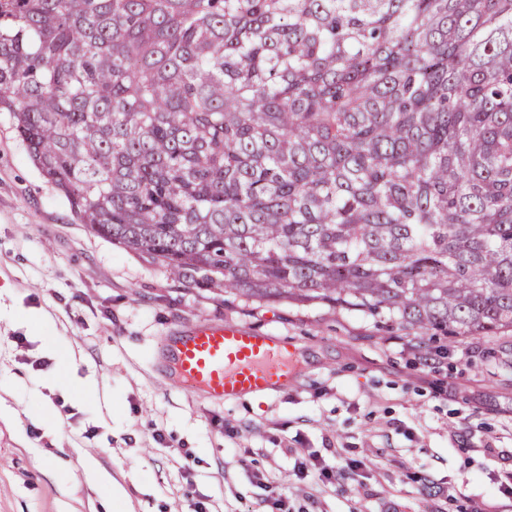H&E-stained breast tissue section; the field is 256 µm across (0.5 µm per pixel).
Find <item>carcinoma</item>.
<instances>
[{
	"mask_svg": "<svg viewBox=\"0 0 512 512\" xmlns=\"http://www.w3.org/2000/svg\"><path fill=\"white\" fill-rule=\"evenodd\" d=\"M0 112L186 288L512 329V0H0Z\"/></svg>",
	"mask_w": 512,
	"mask_h": 512,
	"instance_id": "1",
	"label": "carcinoma"
}]
</instances>
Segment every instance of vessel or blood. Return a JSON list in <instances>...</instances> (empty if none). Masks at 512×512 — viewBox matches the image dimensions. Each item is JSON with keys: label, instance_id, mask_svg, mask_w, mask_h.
Instances as JSON below:
<instances>
[{"label": "vessel or blood", "instance_id": "obj_1", "mask_svg": "<svg viewBox=\"0 0 512 512\" xmlns=\"http://www.w3.org/2000/svg\"><path fill=\"white\" fill-rule=\"evenodd\" d=\"M162 351L179 386L218 404L285 391L302 375L286 338L234 323L194 325L165 337Z\"/></svg>", "mask_w": 512, "mask_h": 512}]
</instances>
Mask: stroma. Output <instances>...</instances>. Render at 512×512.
Masks as SVG:
<instances>
[{
  "label": "stroma",
  "mask_w": 512,
  "mask_h": 512,
  "mask_svg": "<svg viewBox=\"0 0 512 512\" xmlns=\"http://www.w3.org/2000/svg\"><path fill=\"white\" fill-rule=\"evenodd\" d=\"M0 303L45 319L0 318V512H106V472L124 512H271L258 471L274 474L292 512H458L495 493L512 455V331L450 348L397 321L325 305L253 304L185 288L145 254L79 224L0 112ZM234 322L284 336L304 366L258 403L215 404L158 370L175 326ZM436 355L434 368L424 352ZM92 378L84 408L74 389ZM161 428L166 445L152 438ZM344 471L310 498L294 449ZM191 452V470L180 455ZM375 459L376 471L348 470ZM448 498L430 496L429 483Z\"/></svg>",
  "instance_id": "35a3bbf8"
}]
</instances>
